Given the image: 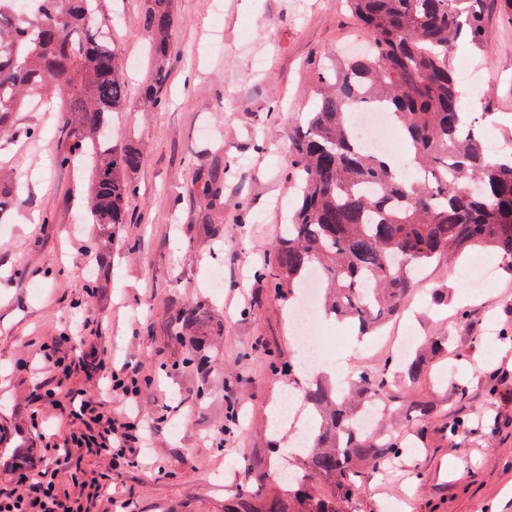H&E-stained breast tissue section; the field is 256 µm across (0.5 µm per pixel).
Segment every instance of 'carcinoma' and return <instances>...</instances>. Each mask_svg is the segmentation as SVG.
<instances>
[{
	"mask_svg": "<svg viewBox=\"0 0 512 512\" xmlns=\"http://www.w3.org/2000/svg\"><path fill=\"white\" fill-rule=\"evenodd\" d=\"M43 0L33 12H14L0 0V128L32 93L66 101L70 151L60 163L82 159L91 169L88 208L95 224L125 223L142 163L137 142L108 135V115L121 111L127 84L106 43L102 0ZM484 0H349L370 41L368 50L319 76L317 102L295 133L291 160L300 205L288 216L280 242L267 253L260 275L292 293L310 269L324 276L325 314L365 336L396 315L413 289L412 273L435 259L476 247L512 259V150L488 157L478 121L448 61L461 36L478 46ZM142 26L153 54L168 51L172 0H144ZM166 71L158 67L143 91L157 108ZM355 102L385 109L411 149L418 174L410 184L385 154L362 149L346 119ZM201 320L194 308L171 319L179 334ZM441 336L403 364L392 359L378 373L356 370L347 394L318 380L303 389L315 422L308 446L293 457L288 481L264 503L248 500L239 512H363L366 470L406 452L389 433L359 434L353 422L380 395L403 401L389 373L413 385L432 376L433 358L448 355ZM423 421L438 413L430 400L401 407Z\"/></svg>",
	"mask_w": 512,
	"mask_h": 512,
	"instance_id": "carcinoma-1",
	"label": "carcinoma"
}]
</instances>
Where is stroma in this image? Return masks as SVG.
<instances>
[{
	"label": "stroma",
	"mask_w": 512,
	"mask_h": 512,
	"mask_svg": "<svg viewBox=\"0 0 512 512\" xmlns=\"http://www.w3.org/2000/svg\"><path fill=\"white\" fill-rule=\"evenodd\" d=\"M174 3L163 102L149 109L142 87L157 61L143 0H106L129 88L112 131L143 154L125 223L86 220L90 172L60 163L70 148L65 113L20 112L0 133V177L19 184L0 216V453L40 451L44 436L84 431L58 408L70 391L97 387L102 352L151 380L139 417L160 426L123 470L120 502H100V512H234L239 500H265L270 472L287 465L288 439L310 411L287 401L288 380L274 372L297 348L288 302L259 270L297 203L291 137L314 107L319 68L365 43L346 0ZM450 59L479 71L470 110L488 115L489 137L512 142V21L497 0H486L481 48L459 44ZM208 171L224 175L215 206L199 179ZM478 257L496 269L480 291L468 276ZM184 308L203 320L177 335L170 321ZM402 316L420 337L451 336L458 355L439 385L408 387L410 400L436 399L440 412L393 421L412 450L368 469L363 512H512V348L497 339L512 332V270L483 248L430 265ZM326 329L336 338L331 378L392 358L350 325ZM43 348L61 363L41 378L28 363ZM49 385L58 388L52 405L43 400ZM452 420L461 424L454 438L444 432Z\"/></svg>",
	"instance_id": "obj_1"
}]
</instances>
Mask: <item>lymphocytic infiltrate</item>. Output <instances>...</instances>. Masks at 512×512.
Returning <instances> with one entry per match:
<instances>
[{
    "label": "lymphocytic infiltrate",
    "instance_id": "lymphocytic-infiltrate-1",
    "mask_svg": "<svg viewBox=\"0 0 512 512\" xmlns=\"http://www.w3.org/2000/svg\"><path fill=\"white\" fill-rule=\"evenodd\" d=\"M100 405L99 393L70 394L66 406L60 410L61 416L93 423L95 434L64 432L41 463L0 468V512H92L101 498L111 497V474L138 459L139 445L144 441L143 428L128 422H113ZM85 451L107 462L109 472L79 481V492L73 496L60 489L57 475L67 469L73 456Z\"/></svg>",
    "mask_w": 512,
    "mask_h": 512
}]
</instances>
